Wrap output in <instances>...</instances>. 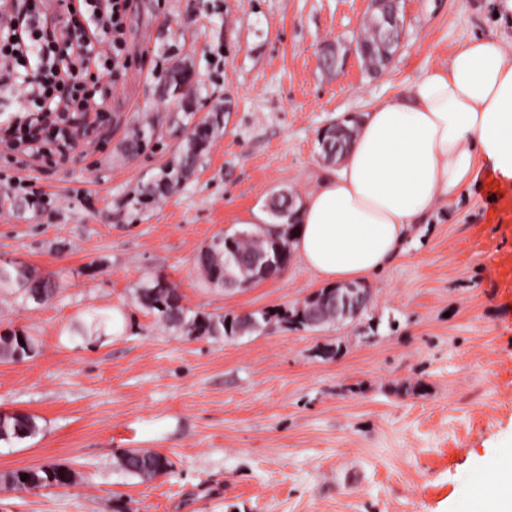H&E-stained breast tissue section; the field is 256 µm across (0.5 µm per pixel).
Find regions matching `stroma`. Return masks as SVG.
<instances>
[{
    "instance_id": "obj_1",
    "label": "stroma",
    "mask_w": 512,
    "mask_h": 512,
    "mask_svg": "<svg viewBox=\"0 0 512 512\" xmlns=\"http://www.w3.org/2000/svg\"><path fill=\"white\" fill-rule=\"evenodd\" d=\"M388 69L350 45L371 0H131L125 59L101 78L110 118L66 157L0 152V257L55 273L54 301L0 295V332L26 328L40 351L0 359V410L40 434L0 446V474L71 467L66 488L0 491V512H461L477 472L512 448V184L480 178L417 225L408 252L370 282L367 317L322 331L272 324L196 340L159 328L133 301L161 274L186 306L238 315L319 291L298 262L245 288L210 287L200 248L280 190L329 169L320 132L447 61L472 37L512 41L495 0H402ZM340 47L337 72L318 62ZM195 74L192 109L224 120L192 175L156 204L143 185L175 154L182 110L160 83ZM157 134L127 160L144 115ZM122 310L119 336L70 341L94 312ZM159 452L170 474L140 481L123 449Z\"/></svg>"
}]
</instances>
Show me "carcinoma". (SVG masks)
<instances>
[{
	"mask_svg": "<svg viewBox=\"0 0 512 512\" xmlns=\"http://www.w3.org/2000/svg\"><path fill=\"white\" fill-rule=\"evenodd\" d=\"M394 6V0H378L375 12L356 39L357 54L369 69H386L397 51L401 31L396 29L389 32L382 25L384 14L392 11ZM192 77L190 67L183 63L171 70L169 81L190 88ZM220 118L221 114L217 113L212 118L204 117L193 124L175 156L143 187L141 202H157L192 173L214 138ZM356 119L355 115L344 117L323 129L320 145L326 159L333 162L342 158L353 139ZM154 133V123L149 117L140 120L124 142L125 157L135 158ZM294 204L293 195L281 193L267 205L271 223L285 225L283 232L276 237L265 236L261 225L253 224L248 229L221 235L202 248L196 257V264L208 284L222 288L228 279L244 282L250 278L257 281L285 271L292 259L290 243L297 230V224L291 221ZM58 291V283L51 275H39L20 262L0 266V293L8 292L25 305H45L57 296ZM369 293L371 289L364 284L334 286L323 288L304 299L303 303L288 309L260 310L226 317L186 307L177 288L157 274L146 278L137 288L135 300L164 328L194 339L219 340L250 335L272 323L283 321L307 330H317L330 324L341 326L348 322H360L369 306V303L361 301V296ZM91 329L100 333L112 329V316L94 314L89 324L78 322L72 325L68 335L86 336ZM38 351V341L23 327L0 333V359L19 362L35 356ZM19 428L27 438H34L41 431L37 417L24 414L0 426V443H14ZM116 463L123 473L142 481L163 476L172 467L168 457L148 449L124 450L116 456ZM23 476L26 477L24 481L21 480ZM74 481V471L65 466L24 468L0 477V485L15 492L31 488L68 487Z\"/></svg>",
	"mask_w": 512,
	"mask_h": 512,
	"instance_id": "carcinoma-1",
	"label": "carcinoma"
}]
</instances>
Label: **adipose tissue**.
<instances>
[{
    "instance_id": "adipose-tissue-1",
    "label": "adipose tissue",
    "mask_w": 512,
    "mask_h": 512,
    "mask_svg": "<svg viewBox=\"0 0 512 512\" xmlns=\"http://www.w3.org/2000/svg\"><path fill=\"white\" fill-rule=\"evenodd\" d=\"M488 169L512 182V46L480 36L362 113L336 169L297 203L292 251L327 286L369 281Z\"/></svg>"
}]
</instances>
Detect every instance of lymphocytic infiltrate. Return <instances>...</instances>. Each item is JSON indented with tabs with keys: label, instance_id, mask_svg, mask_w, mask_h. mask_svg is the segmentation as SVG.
<instances>
[{
	"label": "lymphocytic infiltrate",
	"instance_id": "lymphocytic-infiltrate-1",
	"mask_svg": "<svg viewBox=\"0 0 512 512\" xmlns=\"http://www.w3.org/2000/svg\"><path fill=\"white\" fill-rule=\"evenodd\" d=\"M65 19L49 23L43 0H0V84L42 112H88L78 89L99 65L104 40L123 42L130 0H60Z\"/></svg>",
	"mask_w": 512,
	"mask_h": 512
}]
</instances>
